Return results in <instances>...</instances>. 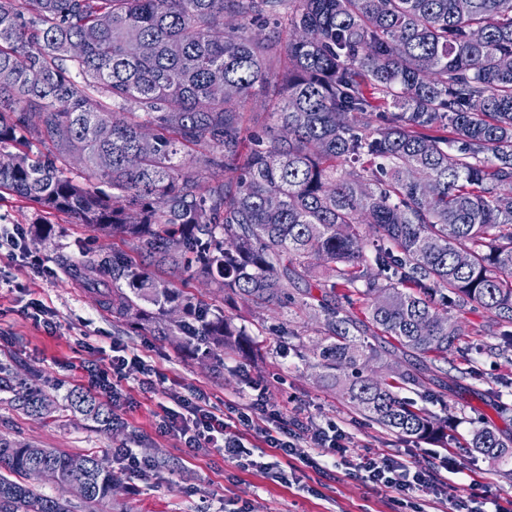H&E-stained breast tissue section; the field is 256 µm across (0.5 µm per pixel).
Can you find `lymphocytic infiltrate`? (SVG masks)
Instances as JSON below:
<instances>
[{"mask_svg":"<svg viewBox=\"0 0 512 512\" xmlns=\"http://www.w3.org/2000/svg\"><path fill=\"white\" fill-rule=\"evenodd\" d=\"M26 229L19 224L0 230V253L17 261L22 267L41 278L55 277L56 272L44 260L25 247ZM138 368V384L144 392H155L158 385L167 382L165 369L151 356L126 355L120 342L111 349H98L93 360H81L80 370L86 372V388L111 403L113 412H125L123 383L129 368ZM158 425L161 435L177 438L190 453L215 451L225 460L243 469H256L289 482L291 474L311 468L343 465L366 481L385 489L400 506L408 505L416 494L435 493L438 482L429 471L411 466L399 451L378 449L359 458L349 455L351 439L336 421L315 424L297 418H283L279 411L270 409L264 396L243 401H228L224 406L211 403L202 389L188 392L170 389L168 402L162 405ZM254 432L262 439L265 451L253 453L244 443V431ZM309 440L311 450L298 453L300 440Z\"/></svg>","mask_w":512,"mask_h":512,"instance_id":"f902f5d3","label":"lymphocytic infiltrate"}]
</instances>
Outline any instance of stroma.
I'll use <instances>...</instances> for the list:
<instances>
[{"instance_id":"stroma-1","label":"stroma","mask_w":512,"mask_h":512,"mask_svg":"<svg viewBox=\"0 0 512 512\" xmlns=\"http://www.w3.org/2000/svg\"><path fill=\"white\" fill-rule=\"evenodd\" d=\"M52 232L39 240L28 237V250L43 256L57 275L52 279L27 282L25 289H0V363L7 365L17 382L42 389L63 408L62 417L37 419L18 410L11 393L0 391V435L28 440L63 453H92L104 458L119 486L111 502L98 512H395L387 495L361 478L339 467L322 473L307 470L300 484L285 485L256 470H240L221 454L210 452L192 457L178 441L157 432L158 404L164 401L166 386L143 392L137 370H130L124 385L134 407L122 416L123 427L106 434L93 422L66 410V397L78 389L80 371L71 367L87 357L88 346L109 347L120 341L129 352L150 353L155 361L170 368L183 386L203 389L214 404L238 395H252L256 383L271 382L272 405L283 417H300L321 424L332 419L351 435L353 456L377 448L398 449L416 468L436 470L439 447L405 441L366 419L342 399L335 388L323 382L298 359L293 332L303 326L315 327L312 313L290 318L287 311H264V336L268 351L247 359L228 354L221 366L197 355L193 347L180 348L146 331H136L116 319L103 299L68 274L71 264L91 260L100 252L119 248L136 255L134 242L112 243L95 235L65 215L52 217ZM42 300L54 314L55 328L36 325L26 310L31 299ZM466 332L483 329L485 352L475 355L474 372L452 383L445 403L428 402L434 382L409 392L418 405L429 407L441 418H451L459 443L447 450L458 463V473L449 475L445 491L449 499L470 496L482 486L480 500L487 512L495 504L512 501V479L502 474V464L470 451L464 443L476 419H484L512 446V364L499 360L489 348L498 344L495 327L489 326L482 310L458 314ZM127 447L139 457L154 460L153 474L142 477L127 470L113 456V449Z\"/></svg>"}]
</instances>
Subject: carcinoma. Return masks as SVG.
Wrapping results in <instances>:
<instances>
[{
  "instance_id": "1",
  "label": "carcinoma",
  "mask_w": 512,
  "mask_h": 512,
  "mask_svg": "<svg viewBox=\"0 0 512 512\" xmlns=\"http://www.w3.org/2000/svg\"><path fill=\"white\" fill-rule=\"evenodd\" d=\"M273 82L252 131L243 104ZM70 157L112 192L69 177ZM0 191L137 242V260L75 269L128 324L215 357L256 346L263 309L311 310L296 355L385 430L445 446L448 420L401 396L419 372L370 378L366 338L439 378L471 350L448 311L512 324V0H0ZM178 271L246 310L173 290ZM13 402L52 414L38 389ZM68 407L121 425L91 395ZM469 445L512 458L486 426ZM34 448L0 436L18 476L0 474V512H71L25 482L36 465L112 500L98 456Z\"/></svg>"
}]
</instances>
